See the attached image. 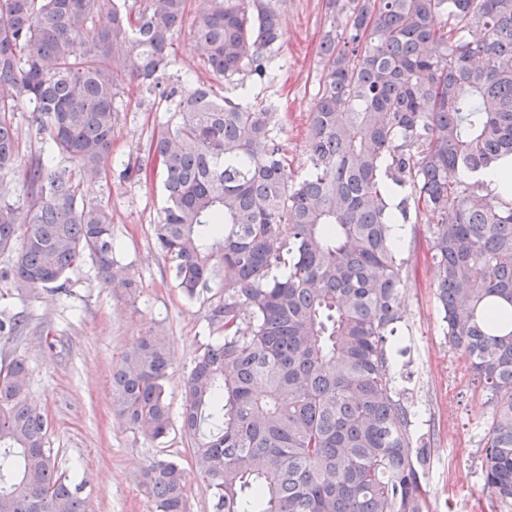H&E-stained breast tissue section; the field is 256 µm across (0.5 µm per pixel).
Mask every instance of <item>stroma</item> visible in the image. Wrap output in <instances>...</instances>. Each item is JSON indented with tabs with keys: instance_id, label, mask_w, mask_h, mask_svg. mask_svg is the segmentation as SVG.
<instances>
[{
	"instance_id": "1",
	"label": "stroma",
	"mask_w": 512,
	"mask_h": 512,
	"mask_svg": "<svg viewBox=\"0 0 512 512\" xmlns=\"http://www.w3.org/2000/svg\"><path fill=\"white\" fill-rule=\"evenodd\" d=\"M325 3L280 0L286 36L275 53L273 75L250 85L252 101L276 106L288 162L298 174L308 168L307 114L323 74L319 44L331 25ZM122 99L125 110L112 152L84 192L111 212L116 255L131 264L140 288L129 298L104 285L89 259L68 271L62 294L50 288L20 294L0 279V318L19 314L27 322L22 335H0V367L25 359L28 396L52 422L48 446L60 469L83 482L92 512H153L139 487V473L166 455L182 463L189 512H215L193 465L180 415L194 360L202 345L218 338L207 320L216 292L204 290L186 299L157 250L153 228L165 206L159 179L151 174L134 182L120 176L122 164L146 159L148 143L170 119L173 105L134 84ZM426 236L427 226L421 223L407 227L400 242L413 273L402 302L400 334L408 351L400 358L404 376L398 386L413 404L417 431L429 444L424 481L430 512H502L481 477L480 424L491 406L442 332ZM150 331L166 336L171 346L165 390L172 425L160 443L130 429L111 399L114 364Z\"/></svg>"
}]
</instances>
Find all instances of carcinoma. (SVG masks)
Here are the masks:
<instances>
[{
	"mask_svg": "<svg viewBox=\"0 0 512 512\" xmlns=\"http://www.w3.org/2000/svg\"><path fill=\"white\" fill-rule=\"evenodd\" d=\"M342 32L320 42L308 114L309 167L295 176L273 108L209 82L166 76L187 0H0V173L18 167L14 113L33 114L23 170L27 227L0 202L3 279L21 293L89 256L133 292L112 215L84 198L112 149L128 83L173 101L152 137L168 205L154 225L182 294L218 282L208 343L187 377L181 428L216 512H427L415 412L396 386L409 259L393 233L409 210L430 223L435 296L450 346L493 406L484 489L512 508V202L471 175L512 156V0H326ZM207 73L270 77L284 33L271 0H210L190 26ZM74 166H61L56 159ZM399 193L395 208L388 197ZM169 343L147 333L112 370L131 429L171 427ZM28 367L0 368V512H90L82 484L47 448L50 422L26 396ZM155 512H189L181 463L141 472Z\"/></svg>",
	"mask_w": 512,
	"mask_h": 512,
	"instance_id": "cac0c4a2",
	"label": "carcinoma"
}]
</instances>
